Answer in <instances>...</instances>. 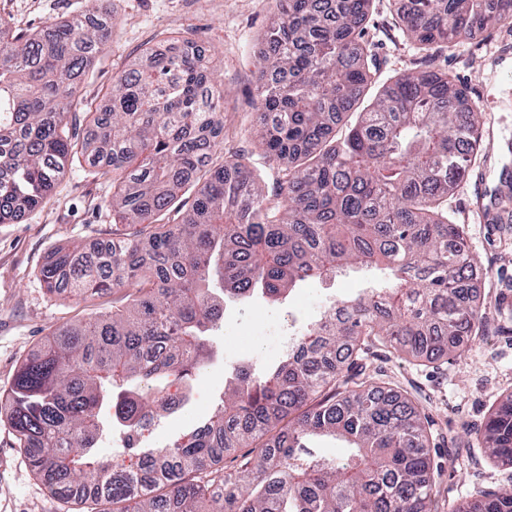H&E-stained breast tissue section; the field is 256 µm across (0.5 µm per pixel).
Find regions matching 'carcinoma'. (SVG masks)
Returning <instances> with one entry per match:
<instances>
[{
  "label": "carcinoma",
  "mask_w": 512,
  "mask_h": 512,
  "mask_svg": "<svg viewBox=\"0 0 512 512\" xmlns=\"http://www.w3.org/2000/svg\"><path fill=\"white\" fill-rule=\"evenodd\" d=\"M107 2L97 24L75 15L24 36L0 21V224L39 207L75 154L76 85L112 38ZM372 5L278 0L253 98L259 149L281 172L274 198L243 156L214 161L224 96L195 41L113 79L110 107L94 117L97 143L79 148L94 176L112 180L113 223L134 231L57 250L41 277L51 293L132 292L53 333L0 394L31 470L64 502L90 498L108 512H433L439 466L421 409L343 367L377 346L449 357L478 337L477 266L447 198L484 133L467 89L446 72L407 70L365 103ZM488 26L512 30V0H406L393 14L423 58ZM348 114L356 119L338 138ZM190 188L191 208L170 217ZM511 197L506 167L486 213ZM356 264L380 271L375 287L337 300L263 373L238 368L183 441L143 453L137 471L111 470L103 435L116 425L140 435L175 405L163 392L208 359L225 299L259 292L278 302ZM314 436L346 452L319 455ZM482 445L512 463V394ZM233 448L255 455L220 466ZM457 512H512V490L484 491Z\"/></svg>",
  "instance_id": "carcinoma-1"
}]
</instances>
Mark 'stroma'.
Listing matches in <instances>:
<instances>
[{"label": "stroma", "mask_w": 512, "mask_h": 512, "mask_svg": "<svg viewBox=\"0 0 512 512\" xmlns=\"http://www.w3.org/2000/svg\"><path fill=\"white\" fill-rule=\"evenodd\" d=\"M91 0H0V20L13 29L34 32L79 12L92 11ZM390 0H377L364 39L372 48L378 83L421 65L448 72L466 85L490 132V150L478 157L448 196V213L465 227L468 247L481 267L473 291L487 318L481 337L466 342L459 356L428 361L401 358L387 348L359 362L363 375L409 395L424 410L435 461V512H454L475 490L512 486V465L490 457L480 433L493 408L512 394V203L499 207L497 223L485 216V191L493 190L505 164L512 163V30L489 27L460 37L438 55L421 61L413 44L392 26ZM275 0H112L114 27L110 48L90 64L78 85L80 100L72 134L91 137L88 109H105V94L120 71L146 60L169 41L195 40L214 56L215 88L224 95V157L246 155L264 168L269 195L279 191L277 167H265L250 131L257 73L265 65L261 36L273 21ZM112 221V183L89 175L82 155L60 178L39 208L0 224V393L6 392L20 364L36 354L59 327L90 314L111 311L125 289L87 299L47 292L40 268L51 252L71 243L91 246L123 233ZM373 272L352 269L327 283L298 285L286 300L257 298L230 302L210 344L213 356L183 383L179 406L143 433V447L156 448L191 433L213 413L233 368H264L281 357L286 314L309 322L335 298L371 287ZM6 512H79L61 501L31 471L25 452L0 419V500Z\"/></svg>", "instance_id": "stroma-1"}]
</instances>
